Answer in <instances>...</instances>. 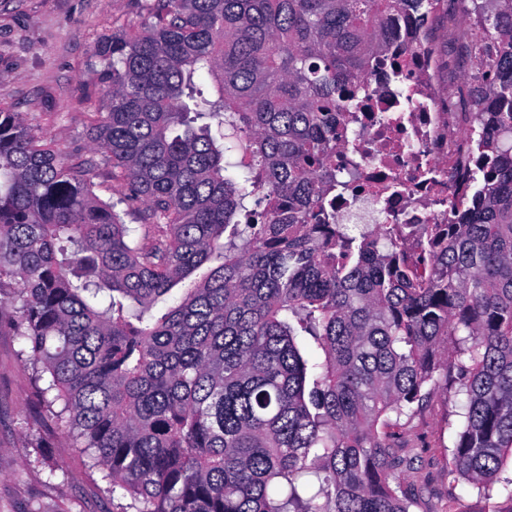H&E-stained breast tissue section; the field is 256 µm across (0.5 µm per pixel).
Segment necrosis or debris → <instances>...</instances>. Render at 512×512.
Returning a JSON list of instances; mask_svg holds the SVG:
<instances>
[{"mask_svg":"<svg viewBox=\"0 0 512 512\" xmlns=\"http://www.w3.org/2000/svg\"><path fill=\"white\" fill-rule=\"evenodd\" d=\"M364 75L359 107L336 123L331 167L342 184L328 196L336 224H446L466 192L463 174L476 161L474 111L483 67L446 82L438 19L403 23Z\"/></svg>","mask_w":512,"mask_h":512,"instance_id":"obj_1","label":"necrosis or debris"}]
</instances>
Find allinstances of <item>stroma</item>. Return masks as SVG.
Returning a JSON list of instances; mask_svg holds the SVG:
<instances>
[{
    "label": "stroma",
    "mask_w": 512,
    "mask_h": 512,
    "mask_svg": "<svg viewBox=\"0 0 512 512\" xmlns=\"http://www.w3.org/2000/svg\"><path fill=\"white\" fill-rule=\"evenodd\" d=\"M145 0H0V110L23 113L35 132L70 158L93 155L91 116L105 100L88 61L94 47L133 32L147 19ZM11 289L0 290V512H117L100 493L99 472L39 401L23 348L10 326ZM465 394L434 396L402 440L416 462L408 485L426 487L415 512H512V498H484L466 483L450 488L448 450ZM40 434L41 451L24 445Z\"/></svg>",
    "instance_id": "35a3bbf8"
}]
</instances>
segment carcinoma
Wrapping results in <instances>:
<instances>
[{
  "mask_svg": "<svg viewBox=\"0 0 512 512\" xmlns=\"http://www.w3.org/2000/svg\"><path fill=\"white\" fill-rule=\"evenodd\" d=\"M433 2L152 0L154 21L89 63L112 201L93 195L94 161L0 111L12 332L101 492L130 500L121 512H413L400 436L432 396L462 391L448 476L512 496V0H492L473 43L498 54L453 223L358 237L315 223L336 117L395 22ZM213 120L240 139L242 183ZM310 469L321 501L297 483Z\"/></svg>",
  "mask_w": 512,
  "mask_h": 512,
  "instance_id": "cac0c4a2",
  "label": "carcinoma"
}]
</instances>
